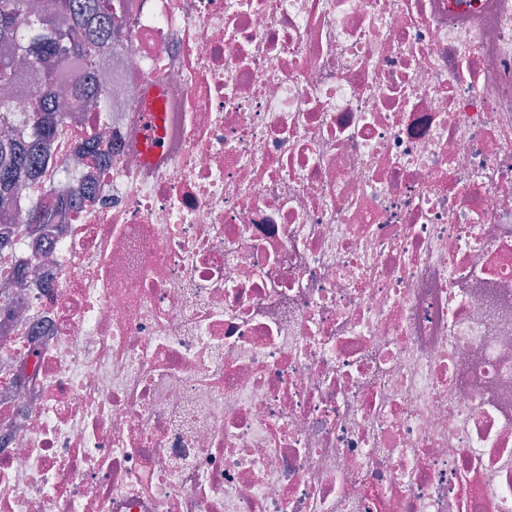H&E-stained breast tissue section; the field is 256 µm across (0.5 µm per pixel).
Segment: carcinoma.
Here are the masks:
<instances>
[{
    "label": "carcinoma",
    "mask_w": 512,
    "mask_h": 512,
    "mask_svg": "<svg viewBox=\"0 0 512 512\" xmlns=\"http://www.w3.org/2000/svg\"><path fill=\"white\" fill-rule=\"evenodd\" d=\"M110 38L112 0H0V88L26 74L33 82L24 112L0 97V124L10 128L0 137V209L13 206L21 173L45 163L43 148L59 133L54 115L71 111L44 65L71 55L89 62ZM29 217L33 224L56 223L52 197L41 195Z\"/></svg>",
    "instance_id": "obj_1"
}]
</instances>
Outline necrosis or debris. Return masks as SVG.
I'll use <instances>...</instances> for the list:
<instances>
[{
  "mask_svg": "<svg viewBox=\"0 0 512 512\" xmlns=\"http://www.w3.org/2000/svg\"><path fill=\"white\" fill-rule=\"evenodd\" d=\"M117 2L0 212V512H512V0ZM152 96L149 97L146 108V123L147 128L145 132V151L152 152L156 148L157 138L160 134L162 114L158 112L156 100L158 98L159 90L154 88Z\"/></svg>",
  "mask_w": 512,
  "mask_h": 512,
  "instance_id": "4bbe7bcc",
  "label": "necrosis or debris"
}]
</instances>
